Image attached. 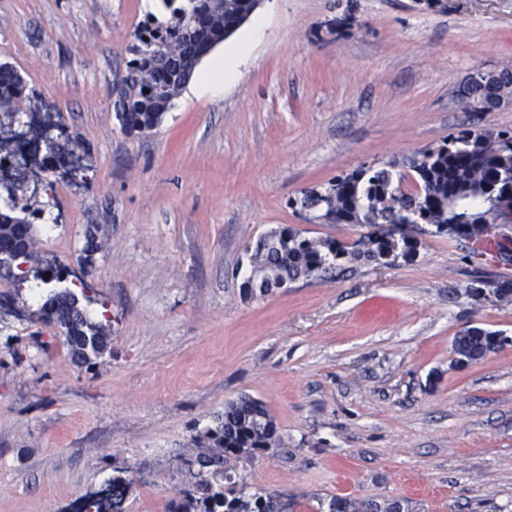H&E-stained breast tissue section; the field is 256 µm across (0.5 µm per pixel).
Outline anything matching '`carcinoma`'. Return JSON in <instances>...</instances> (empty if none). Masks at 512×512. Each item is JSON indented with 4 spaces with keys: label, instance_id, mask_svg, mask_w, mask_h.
Returning <instances> with one entry per match:
<instances>
[{
    "label": "carcinoma",
    "instance_id": "carcinoma-1",
    "mask_svg": "<svg viewBox=\"0 0 512 512\" xmlns=\"http://www.w3.org/2000/svg\"><path fill=\"white\" fill-rule=\"evenodd\" d=\"M169 17H145L133 32L132 59L117 84L115 107L121 128L141 134L159 125L173 99L192 78L201 59L245 23L258 0H162ZM26 84L16 70L0 65V104L16 121L25 112L16 104ZM399 163L362 165L336 177L329 187L309 191L293 205L326 224H429L435 233L468 240L472 245L492 238L496 256L512 251V238L498 240L495 213L484 207L487 196L512 186V134L463 129L448 141L424 150L401 173ZM30 209L15 199L0 209V250L26 259L35 243ZM415 250L409 237H368L364 248L348 253L332 238L309 239L291 227L259 238L250 255L256 290L263 295L281 284L317 279L348 255L393 261ZM48 322L62 330L69 353L79 364L102 354L110 344L106 327L80 312L70 290L52 294L42 305ZM503 343L497 331L474 327L455 338L456 364H471ZM198 452L180 457L190 481L168 503L167 512H290L292 504L271 494L247 491L235 477V464L281 446L274 418L258 400L241 395L224 405L214 424L196 439ZM134 478L123 471L94 495L80 498L73 512H124ZM328 512H407L400 500H359L336 495Z\"/></svg>",
    "mask_w": 512,
    "mask_h": 512
}]
</instances>
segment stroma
<instances>
[{
	"label": "stroma",
	"instance_id": "35a3bbf8",
	"mask_svg": "<svg viewBox=\"0 0 512 512\" xmlns=\"http://www.w3.org/2000/svg\"><path fill=\"white\" fill-rule=\"evenodd\" d=\"M265 21L222 91L187 84L159 126L125 133L114 87L143 0H0V64L79 145L76 180L47 174L22 278L0 277V512H70L114 470L125 512H166L178 457L247 394L282 449L236 465L251 490L320 512L331 497L409 512H512V281L469 241L412 228L413 257L347 259L323 279L250 295L248 246L287 225L349 250L366 224L293 208L363 164L459 130L512 132V106L464 110L475 70L512 66V0H260ZM60 280L49 279L52 268ZM69 287L111 342L74 362L44 296ZM503 345L456 365L471 327Z\"/></svg>",
	"mask_w": 512,
	"mask_h": 512
}]
</instances>
